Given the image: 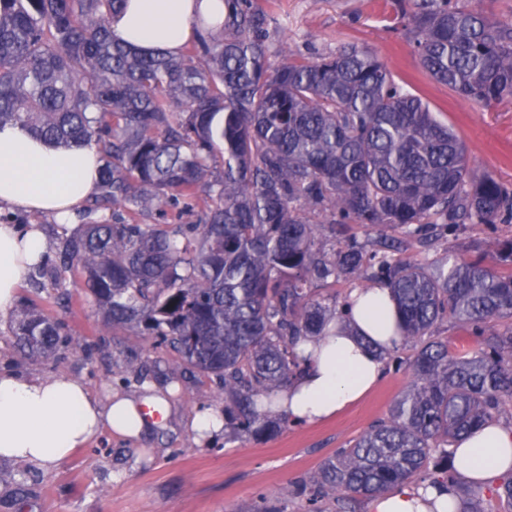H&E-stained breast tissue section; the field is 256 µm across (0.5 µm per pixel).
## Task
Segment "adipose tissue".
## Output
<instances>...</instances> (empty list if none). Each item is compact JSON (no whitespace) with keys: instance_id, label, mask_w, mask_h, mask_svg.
<instances>
[{"instance_id":"adipose-tissue-1","label":"adipose tissue","mask_w":512,"mask_h":512,"mask_svg":"<svg viewBox=\"0 0 512 512\" xmlns=\"http://www.w3.org/2000/svg\"><path fill=\"white\" fill-rule=\"evenodd\" d=\"M224 15V0H127L112 21L115 33L138 49L178 54L194 35L196 15ZM99 158L93 148H65L35 138L17 124L0 126V203L67 217L94 189ZM47 250L40 226L0 224V315L16 304L29 268ZM350 320L329 323L326 335L304 340L312 359L301 377L277 393L294 422L314 425L359 401L382 374V351L400 341L390 289L357 288ZM170 402L161 395L100 398L72 377L31 378L0 370V460L51 470L100 433L139 440L165 427ZM463 480L493 485L512 471V426L498 422L455 447ZM460 502L454 489L429 483L396 487L370 499L369 512H444Z\"/></svg>"}]
</instances>
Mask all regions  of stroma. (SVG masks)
<instances>
[{"label":"stroma","mask_w":512,"mask_h":512,"mask_svg":"<svg viewBox=\"0 0 512 512\" xmlns=\"http://www.w3.org/2000/svg\"><path fill=\"white\" fill-rule=\"evenodd\" d=\"M406 0H254L271 18L268 64L287 51L314 60L343 46L372 52L398 82L429 106L462 139L475 175L489 174L512 188V100L489 106L461 97L420 66L401 19ZM19 295L64 323L69 346L61 359H23L11 335L12 317L0 316V369L28 376H70L100 397L138 389L124 382L129 360L157 372L164 360L149 341L128 330L99 331L95 305L78 278L65 275L48 292L24 281ZM180 391L170 402L167 426L147 443L101 434L55 469L0 463V512H246L259 494L310 480L336 448L385 418L409 383L405 372L384 373L376 388L338 418L315 427L292 425L252 438L216 437L202 444L192 427L208 407L224 405V393L208 380L176 371ZM206 399H198L199 391ZM27 485L26 498L15 493Z\"/></svg>","instance_id":"obj_1"}]
</instances>
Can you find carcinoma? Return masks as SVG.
I'll use <instances>...</instances> for the list:
<instances>
[{"mask_svg": "<svg viewBox=\"0 0 512 512\" xmlns=\"http://www.w3.org/2000/svg\"><path fill=\"white\" fill-rule=\"evenodd\" d=\"M125 3L0 0V126L95 149L87 212L112 210L62 238L30 280L75 271L102 331L135 329L224 390V428L239 439L288 424L275 393L310 361L300 341L348 315L349 294L321 288L385 286L414 349L396 345L384 363L409 385L310 482L248 512H357L401 485L460 487L451 447L512 401V238L490 262L450 246L426 266L404 253L411 240L449 243L463 224L512 223V189L471 175L460 138L368 50L271 71L267 15L224 0L220 32L198 20L179 55L139 52L112 31ZM401 18L436 81L482 105L512 99V21L458 0H408ZM338 224L379 239L369 249ZM447 320L473 353L449 352L437 334ZM62 330L24 302L12 335L50 362Z\"/></svg>", "mask_w": 512, "mask_h": 512, "instance_id": "cac0c4a2", "label": "carcinoma"}]
</instances>
